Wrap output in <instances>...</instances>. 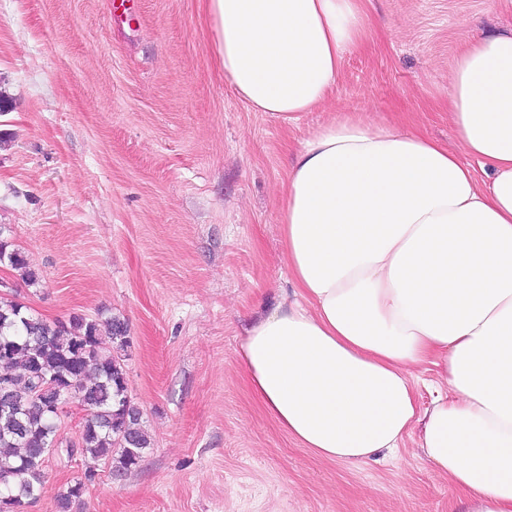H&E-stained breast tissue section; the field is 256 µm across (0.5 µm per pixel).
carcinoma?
<instances>
[{
	"mask_svg": "<svg viewBox=\"0 0 512 512\" xmlns=\"http://www.w3.org/2000/svg\"><path fill=\"white\" fill-rule=\"evenodd\" d=\"M0 264L22 271L28 285L36 272L14 242L0 236ZM109 340L111 347L103 346ZM129 325L111 316L50 323L23 303L0 296V504L20 512L41 496L47 459L91 456L108 461L119 476L137 465L150 439L141 411L128 396L120 352ZM50 386L38 394L41 382ZM75 400L87 415L73 442L59 437L62 406ZM92 471L59 493L58 512H70L95 481Z\"/></svg>",
	"mask_w": 512,
	"mask_h": 512,
	"instance_id": "obj_1",
	"label": "carcinoma"
}]
</instances>
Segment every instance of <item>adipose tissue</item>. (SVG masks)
Here are the masks:
<instances>
[{
	"label": "adipose tissue",
	"instance_id": "obj_1",
	"mask_svg": "<svg viewBox=\"0 0 512 512\" xmlns=\"http://www.w3.org/2000/svg\"><path fill=\"white\" fill-rule=\"evenodd\" d=\"M369 0H205L224 77L286 122L324 105L366 46ZM448 116L458 149L409 122L340 114L281 185L294 298L238 351L264 412L336 463L411 430L467 512H512V31L465 43ZM440 380L420 408L413 368Z\"/></svg>",
	"mask_w": 512,
	"mask_h": 512
}]
</instances>
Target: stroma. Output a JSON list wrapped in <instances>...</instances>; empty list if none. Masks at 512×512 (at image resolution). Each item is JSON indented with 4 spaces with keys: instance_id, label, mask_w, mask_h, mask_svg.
Listing matches in <instances>:
<instances>
[{
    "instance_id": "1",
    "label": "stroma",
    "mask_w": 512,
    "mask_h": 512,
    "mask_svg": "<svg viewBox=\"0 0 512 512\" xmlns=\"http://www.w3.org/2000/svg\"><path fill=\"white\" fill-rule=\"evenodd\" d=\"M369 41L323 107L287 124L224 78L201 0H0V226L38 285L0 265L48 320L125 319L139 464L48 463L36 512L86 470L72 512H463L416 435L351 466L297 447L251 394L237 352L292 289L280 185L339 112L415 122L454 142L449 75L466 37L512 29V0H370Z\"/></svg>"
}]
</instances>
